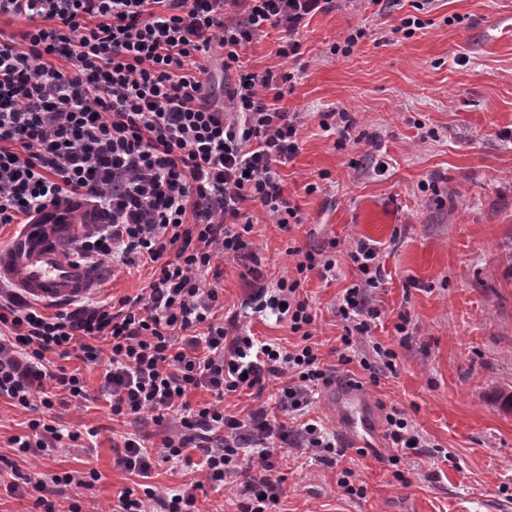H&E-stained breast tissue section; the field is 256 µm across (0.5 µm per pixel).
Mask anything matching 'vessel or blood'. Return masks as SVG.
<instances>
[{"mask_svg":"<svg viewBox=\"0 0 512 512\" xmlns=\"http://www.w3.org/2000/svg\"><path fill=\"white\" fill-rule=\"evenodd\" d=\"M95 220L92 205L77 197L36 215L10 244L0 246V282H10L48 306L70 304L92 293L97 280L76 255L71 232L76 222ZM334 404L342 421L343 446L359 448L367 437L378 436L373 407L360 387L345 386Z\"/></svg>","mask_w":512,"mask_h":512,"instance_id":"1","label":"vessel or blood"}]
</instances>
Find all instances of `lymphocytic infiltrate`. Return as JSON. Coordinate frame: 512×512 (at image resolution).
Returning a JSON list of instances; mask_svg holds the SVG:
<instances>
[{
    "instance_id": "lymphocytic-infiltrate-1",
    "label": "lymphocytic infiltrate",
    "mask_w": 512,
    "mask_h": 512,
    "mask_svg": "<svg viewBox=\"0 0 512 512\" xmlns=\"http://www.w3.org/2000/svg\"><path fill=\"white\" fill-rule=\"evenodd\" d=\"M331 0H0V17L27 21L13 39L0 33V224L26 226L48 207L84 195L99 221L85 225L77 253L90 267L104 261L158 264L142 293L90 300L70 311L45 313L0 282V397L31 408L86 399L77 372L64 359L105 360L98 393L113 416L150 415L170 425L161 449L137 435L114 445V464L148 477L156 459L202 455L195 486L141 493L119 491L112 512H198L197 490L241 480L237 512H277L285 478L276 462L283 448L344 456L315 419L305 418L319 387L331 381L312 339L318 315L301 290L308 272L335 277V257L300 246L287 249L295 272L276 282L248 269L244 307L271 311L301 338L293 348L246 335L237 313H225L217 285L204 278L218 260L243 258L253 224L247 203L277 224L298 219L283 195L279 170L300 151L302 115L281 105L293 73L246 69L240 51L266 28L286 43L277 55H298L302 21ZM224 50L222 66L236 79L223 105L212 100L208 61ZM345 257L360 274L336 313L342 332L335 354L350 365L358 345L381 317L371 293L383 281L374 244L357 240ZM280 380L275 402L263 401ZM209 392L200 408L189 392ZM245 394L257 405L246 417L224 400ZM302 417L291 428L287 416ZM96 428L63 432L42 419L11 438L19 453L49 455L65 442L97 436ZM95 469L25 478L15 494L32 492L36 512H56L64 488L90 487Z\"/></svg>"
}]
</instances>
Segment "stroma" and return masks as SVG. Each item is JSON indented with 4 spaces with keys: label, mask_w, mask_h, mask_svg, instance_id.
Listing matches in <instances>:
<instances>
[{
    "label": "stroma",
    "mask_w": 512,
    "mask_h": 512,
    "mask_svg": "<svg viewBox=\"0 0 512 512\" xmlns=\"http://www.w3.org/2000/svg\"><path fill=\"white\" fill-rule=\"evenodd\" d=\"M419 26H412V19ZM362 36L352 47L344 39ZM297 59L279 61V30L242 52L255 72L273 64L295 78L282 104L305 113L301 150L280 171L283 194L299 209L291 231L248 207L253 258L220 264L226 307L247 293L244 274L293 273L289 245L344 254L363 239L383 256L385 281L374 297L383 312L371 338L393 349L395 371H351L376 410H404L429 443L423 453L395 451L387 440L366 455L322 461L285 448L281 512H512V0H333L306 18ZM345 112L350 139L319 125ZM316 192H308V185ZM151 267L100 265L99 298L138 294ZM357 278L340 263L335 280L309 274L304 288L318 314L316 341L326 365L340 335L336 306ZM404 332H396V323ZM68 428L94 427L85 448H60L24 473L40 478L93 466L99 481L78 490L82 512H106L134 476L113 464L112 438L147 436L161 445L166 427L151 418L113 420L105 401L30 412L0 398V455L33 416ZM362 495L336 484L343 470Z\"/></svg>",
    "instance_id": "1"
}]
</instances>
